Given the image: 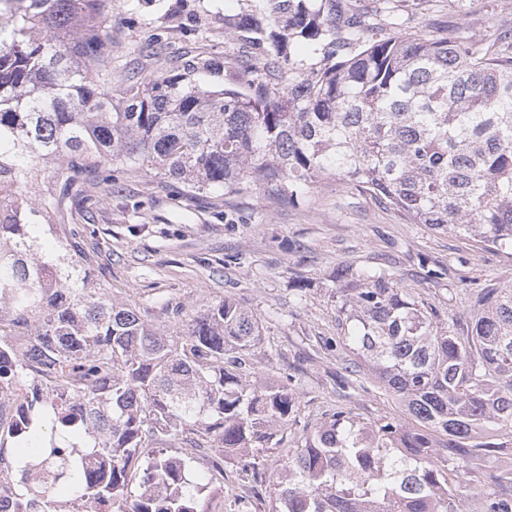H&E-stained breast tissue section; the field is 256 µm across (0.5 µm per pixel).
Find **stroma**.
Returning a JSON list of instances; mask_svg holds the SVG:
<instances>
[{"label": "stroma", "instance_id": "1", "mask_svg": "<svg viewBox=\"0 0 512 512\" xmlns=\"http://www.w3.org/2000/svg\"><path fill=\"white\" fill-rule=\"evenodd\" d=\"M256 0H110L104 35L112 66L145 74L169 70L185 52L204 47L221 58L225 77L251 61L247 45L224 30ZM408 30L441 35L468 23L469 34L512 25V0H401ZM151 53L139 55L142 45ZM86 240L93 287L142 317L178 331L207 306L226 299L262 324L251 352L254 381L292 382L299 402L273 444L251 449L247 463H224V512H271L268 486L289 452L329 414L364 422L406 419L404 406L369 370L341 387L342 266L393 270L440 322L472 316L482 289L512 286V255L484 248L448 230L408 223L370 194L330 176L291 203L265 185L240 192L183 194L152 170L120 175L118 190L89 208ZM438 271L434 280L425 268ZM303 290H296V283Z\"/></svg>", "mask_w": 512, "mask_h": 512}]
</instances>
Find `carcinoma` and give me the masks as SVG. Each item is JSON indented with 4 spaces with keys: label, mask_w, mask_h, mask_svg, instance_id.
Wrapping results in <instances>:
<instances>
[{
    "label": "carcinoma",
    "mask_w": 512,
    "mask_h": 512,
    "mask_svg": "<svg viewBox=\"0 0 512 512\" xmlns=\"http://www.w3.org/2000/svg\"><path fill=\"white\" fill-rule=\"evenodd\" d=\"M385 3L371 20L259 0L229 29L255 62L217 88L203 55L112 72L105 0H0V494L17 512H56L61 486L77 512H205L224 459L267 447L297 404L249 380L254 313L222 300L171 336L91 286L87 227L52 217L77 174L108 191L143 168L189 193L272 184L290 202L334 175L512 252V28L421 35ZM336 281L344 343L414 424L331 414L282 464L272 512H512V287L484 289L463 326L386 269ZM172 448L210 449L211 468Z\"/></svg>",
    "instance_id": "carcinoma-1"
}]
</instances>
